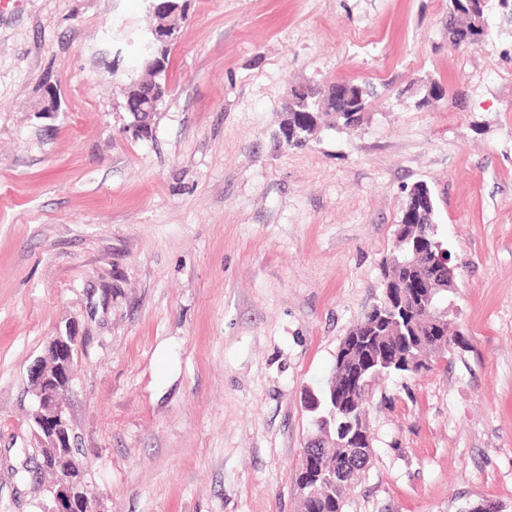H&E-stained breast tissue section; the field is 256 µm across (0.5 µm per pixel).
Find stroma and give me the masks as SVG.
Segmentation results:
<instances>
[{
    "mask_svg": "<svg viewBox=\"0 0 512 512\" xmlns=\"http://www.w3.org/2000/svg\"><path fill=\"white\" fill-rule=\"evenodd\" d=\"M178 3L147 137L124 88L148 0L0 6V512L52 506L31 373L69 323L99 512H300L305 395L379 302L418 182L463 343L373 385L344 512H512V12L490 0L455 48L449 0ZM342 81L362 122L287 148L291 89Z\"/></svg>",
    "mask_w": 512,
    "mask_h": 512,
    "instance_id": "1",
    "label": "stroma"
}]
</instances>
